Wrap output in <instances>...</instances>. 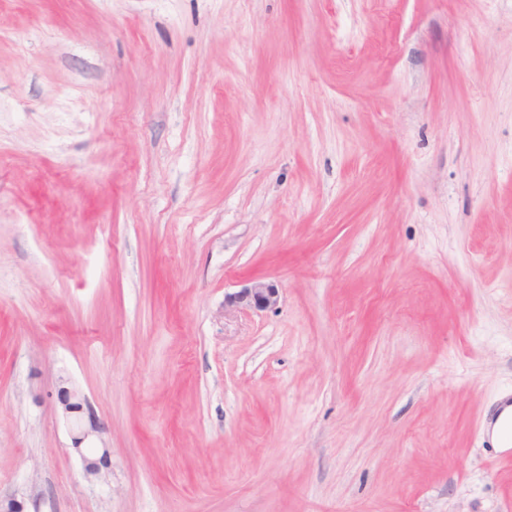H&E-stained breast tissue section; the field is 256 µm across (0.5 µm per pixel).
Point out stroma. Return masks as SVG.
Wrapping results in <instances>:
<instances>
[{
	"label": "stroma",
	"instance_id": "obj_1",
	"mask_svg": "<svg viewBox=\"0 0 512 512\" xmlns=\"http://www.w3.org/2000/svg\"><path fill=\"white\" fill-rule=\"evenodd\" d=\"M506 393L512 0H0V499L512 512ZM278 286L270 281L253 280L238 292L230 294L225 306H242L255 311L274 309L280 301ZM58 402L61 405L62 416L69 426L72 438L73 449L80 455L84 471L87 476L97 477L107 469L109 451L104 447L101 454L94 453L92 448L83 446L92 436L101 433L103 427L91 413L88 416V422L78 415L83 411V404H87V399L81 391L71 385L62 387L58 392ZM492 424H497L496 442L499 448L512 447V396L503 400L494 414L486 420L489 434Z\"/></svg>",
	"mask_w": 512,
	"mask_h": 512
}]
</instances>
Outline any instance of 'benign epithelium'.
I'll return each instance as SVG.
<instances>
[{"instance_id": "7a95c632", "label": "benign epithelium", "mask_w": 512, "mask_h": 512, "mask_svg": "<svg viewBox=\"0 0 512 512\" xmlns=\"http://www.w3.org/2000/svg\"><path fill=\"white\" fill-rule=\"evenodd\" d=\"M280 301L278 286L270 281L253 280L238 292L229 295L225 305L230 307L242 306L255 311L274 309ZM58 402L61 405L62 416L69 426L73 449L80 455L86 475L97 477L108 465L109 451L104 449L101 454L85 446V442L102 431L101 423L94 416H88V422H83L79 413L87 399L81 391L71 385L63 387L58 392Z\"/></svg>"}]
</instances>
